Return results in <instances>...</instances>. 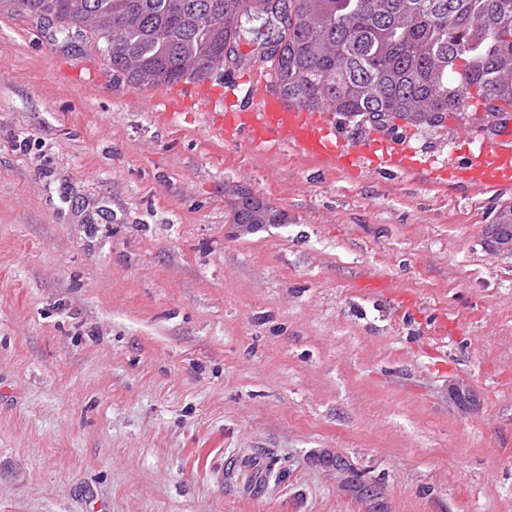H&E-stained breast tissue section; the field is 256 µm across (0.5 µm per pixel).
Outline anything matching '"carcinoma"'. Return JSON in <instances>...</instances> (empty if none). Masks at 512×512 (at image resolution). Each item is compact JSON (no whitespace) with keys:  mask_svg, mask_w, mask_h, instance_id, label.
<instances>
[{"mask_svg":"<svg viewBox=\"0 0 512 512\" xmlns=\"http://www.w3.org/2000/svg\"><path fill=\"white\" fill-rule=\"evenodd\" d=\"M71 0H17L87 37ZM112 9V41L99 44L112 82L155 88L193 81L273 21L280 95L308 109L384 128L399 118L444 125L450 113L512 108V0H84ZM262 27L246 28L242 17ZM282 218L242 197L235 224Z\"/></svg>","mask_w":512,"mask_h":512,"instance_id":"carcinoma-1","label":"carcinoma"}]
</instances>
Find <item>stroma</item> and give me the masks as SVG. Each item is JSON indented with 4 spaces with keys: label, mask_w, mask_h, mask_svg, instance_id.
Instances as JSON below:
<instances>
[{
    "label": "stroma",
    "mask_w": 512,
    "mask_h": 512,
    "mask_svg": "<svg viewBox=\"0 0 512 512\" xmlns=\"http://www.w3.org/2000/svg\"><path fill=\"white\" fill-rule=\"evenodd\" d=\"M184 93L0 0V512H366L322 448L386 512H512V187L261 153ZM497 126L390 124L439 161ZM234 208L233 223L236 224H278L283 219L272 209L255 198L244 196ZM339 452H335L329 448H323L319 451H314L310 455V460L313 465L323 468L332 474H336L339 488L349 494L355 495L356 497L362 492V498H364L370 506V509L374 512H384L383 501L379 493V487L372 484L371 482L361 483L363 488H359L358 482L354 479L357 477L359 481L366 480V472L360 470L355 464H352L348 459L345 463H348L353 471L354 475L347 470L346 465L343 461L337 458ZM326 463H329L326 465ZM367 488V489H366ZM358 489V491H357Z\"/></svg>",
    "instance_id": "obj_1"
}]
</instances>
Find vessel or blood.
<instances>
[{
  "label": "vessel or blood",
  "instance_id": "vessel-or-blood-1",
  "mask_svg": "<svg viewBox=\"0 0 512 512\" xmlns=\"http://www.w3.org/2000/svg\"><path fill=\"white\" fill-rule=\"evenodd\" d=\"M250 102L233 112L218 114L215 129L225 140L246 138L258 151L287 147L325 168L351 172L402 170L424 174L428 180L447 176L475 190L512 184V127L503 126L494 139L474 137V146L448 161L433 165L419 158L406 142L382 135L351 141L338 132L326 112H312L270 94L266 75L250 74Z\"/></svg>",
  "mask_w": 512,
  "mask_h": 512
}]
</instances>
